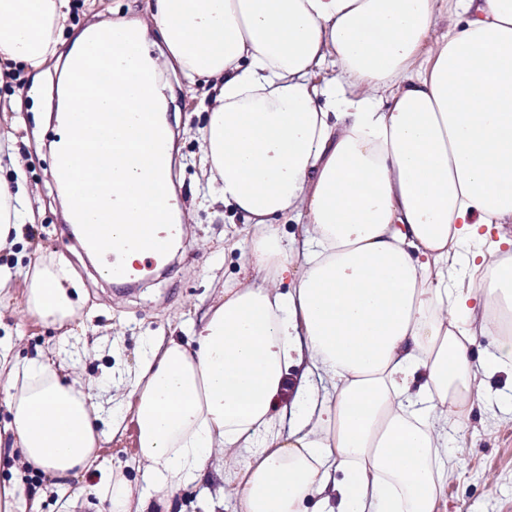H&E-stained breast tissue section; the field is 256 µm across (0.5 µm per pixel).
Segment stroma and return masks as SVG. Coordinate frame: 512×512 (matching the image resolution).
<instances>
[{
	"label": "stroma",
	"instance_id": "obj_1",
	"mask_svg": "<svg viewBox=\"0 0 512 512\" xmlns=\"http://www.w3.org/2000/svg\"><path fill=\"white\" fill-rule=\"evenodd\" d=\"M151 0H72L71 19L61 38L72 45L90 23L134 22L146 18ZM174 93L168 117L174 130L172 182L182 203V235L144 284L134 292L100 278L63 205L52 173L56 122L32 109V77L21 66L0 77V127L13 129L22 157L21 174L34 190L35 220L23 225L22 239L0 251V264L18 271L9 296L0 299V337L11 335L18 358L66 350L78 359L75 375L89 387L102 417L121 406L125 386L138 368L148 337L189 341L193 325L225 286L242 276L250 242L257 232L242 215L213 202L200 162V132L209 104L204 82H188L180 71L163 66L159 76ZM61 255L76 273L86 300L70 325L69 336L26 314L21 306L20 273L42 259ZM137 425L127 417L125 429L102 444L100 459L123 466L136 489L146 495L155 487L136 460ZM448 458L456 465L440 505L441 512H512V411L498 403L474 409L464 425L448 427ZM28 485L42 495V512H58L60 495L80 494L82 476L49 478L27 475ZM172 512H240L224 483V457L214 454L198 482L181 486Z\"/></svg>",
	"mask_w": 512,
	"mask_h": 512
}]
</instances>
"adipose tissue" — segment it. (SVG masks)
<instances>
[{
	"label": "adipose tissue",
	"mask_w": 512,
	"mask_h": 512,
	"mask_svg": "<svg viewBox=\"0 0 512 512\" xmlns=\"http://www.w3.org/2000/svg\"><path fill=\"white\" fill-rule=\"evenodd\" d=\"M443 2L155 0L147 21L81 32L57 86L53 166L98 158L114 175L57 177L70 223L118 240L174 218L172 151L151 157L171 140L151 25L184 77L209 80L202 166L216 202L259 232L191 343L149 340L128 383L157 497L97 464L122 415L103 419L62 364L19 359L0 337V431L19 458L0 512H41L30 470L95 473L96 512H171L216 450L236 453L224 482L241 512H437L448 424L482 405L488 379L512 383V0ZM70 14V0H0V66L32 74V99ZM14 143L0 133V248L33 218ZM78 289L66 261H42L23 306L60 328ZM481 336L494 345L477 358ZM316 373L331 383L320 397Z\"/></svg>",
	"instance_id": "adipose-tissue-1"
}]
</instances>
